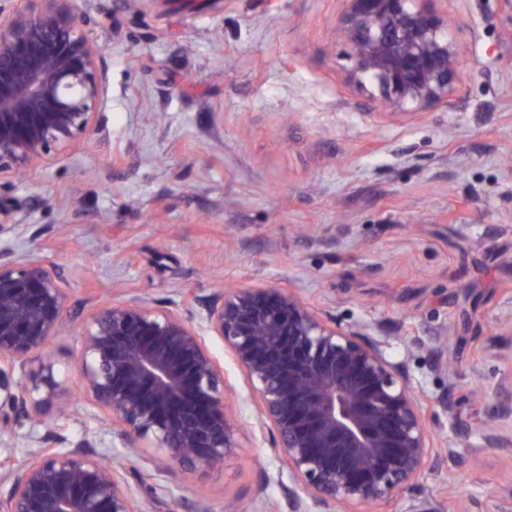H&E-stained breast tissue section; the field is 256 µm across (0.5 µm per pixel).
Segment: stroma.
I'll return each mask as SVG.
<instances>
[{
  "label": "stroma",
  "mask_w": 512,
  "mask_h": 512,
  "mask_svg": "<svg viewBox=\"0 0 512 512\" xmlns=\"http://www.w3.org/2000/svg\"><path fill=\"white\" fill-rule=\"evenodd\" d=\"M108 66L105 135L0 174L16 223L0 250L56 266L73 330L50 347L72 416L37 435L75 446L96 428L72 376L86 301L133 295L191 315L219 289L277 283L321 315L376 324L414 389L448 394L435 419L454 453L417 497L497 512L512 447L487 448L492 391L512 375V11L435 0L461 66L450 103L395 116L346 77L342 0H81ZM455 334L456 381L434 339ZM223 469L182 466L150 512H288L278 452L240 428Z\"/></svg>",
  "instance_id": "35a3bbf8"
}]
</instances>
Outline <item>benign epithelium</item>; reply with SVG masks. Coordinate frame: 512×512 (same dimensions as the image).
Here are the masks:
<instances>
[{
  "instance_id": "benign-epithelium-1",
  "label": "benign epithelium",
  "mask_w": 512,
  "mask_h": 512,
  "mask_svg": "<svg viewBox=\"0 0 512 512\" xmlns=\"http://www.w3.org/2000/svg\"><path fill=\"white\" fill-rule=\"evenodd\" d=\"M0 18V173L62 153L103 132L107 98L101 49L79 0H15ZM336 32L347 78L375 88L396 116L417 115L454 93L460 66L448 19L434 0H343ZM68 289L57 268L0 258V440L20 415L36 423L58 395L49 345L66 329ZM224 344L248 379L256 425L288 469L289 512H398L434 469L442 443L430 425L448 400L416 391L387 337L358 321H327L278 285L216 294L196 318L145 297L99 302L85 318L75 380L112 454L48 446L29 434L0 512H147L154 486L128 479L117 459L157 458L218 467L241 449L229 418V384L206 343ZM40 359L42 375L25 366ZM500 410L483 433L512 447V378L495 388Z\"/></svg>"
}]
</instances>
